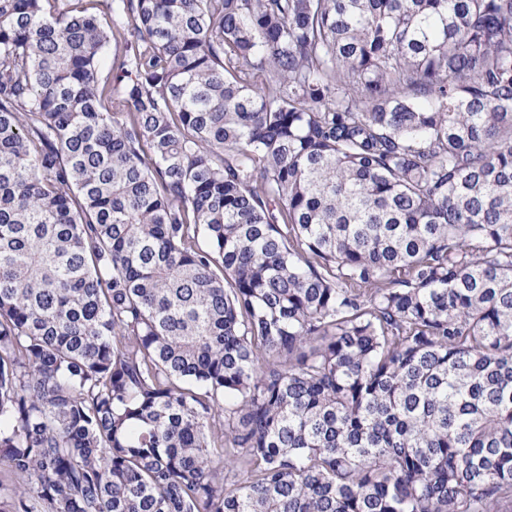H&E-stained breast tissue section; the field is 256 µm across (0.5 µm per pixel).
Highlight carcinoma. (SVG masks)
Returning a JSON list of instances; mask_svg holds the SVG:
<instances>
[{
    "mask_svg": "<svg viewBox=\"0 0 512 512\" xmlns=\"http://www.w3.org/2000/svg\"><path fill=\"white\" fill-rule=\"evenodd\" d=\"M0 512H512V0H0Z\"/></svg>",
    "mask_w": 512,
    "mask_h": 512,
    "instance_id": "obj_1",
    "label": "carcinoma"
}]
</instances>
